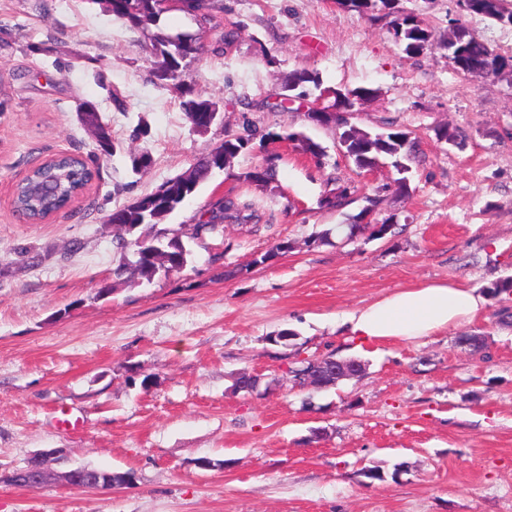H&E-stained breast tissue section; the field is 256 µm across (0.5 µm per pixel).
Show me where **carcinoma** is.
<instances>
[{"instance_id":"obj_1","label":"carcinoma","mask_w":512,"mask_h":512,"mask_svg":"<svg viewBox=\"0 0 512 512\" xmlns=\"http://www.w3.org/2000/svg\"><path fill=\"white\" fill-rule=\"evenodd\" d=\"M396 0H336L339 7L355 11L370 20L390 18L389 24L395 41L404 46L406 54L419 56L432 45L434 31L412 14L401 15L395 11ZM116 20L126 27L141 32L147 38L146 48L151 59V75L157 84L180 99L185 117L204 110L210 101L201 98L193 85L188 67L201 50L200 36L191 31L168 32L162 17L166 10L159 0H105ZM214 0H182L179 10L194 17L198 23L209 20ZM512 9L506 0H471L467 13L493 20L504 18ZM461 46L465 51L467 66L486 72L492 77L512 74V56L495 52L487 44L470 35L464 25H459L444 41V47ZM322 84L319 74L308 70L288 73L276 95H293L301 101L313 95ZM367 87L336 90L332 107L338 115L334 121L335 135L344 136L352 103L372 96ZM256 131L246 127L243 131L224 130V140L199 159L188 171L164 181L154 191L135 198L109 214L116 224L115 236L120 258L113 271L116 279L124 283H151L157 278L168 277L177 266H187L191 250L184 242L206 234L218 233L224 221L250 222L255 217L254 204L237 197H223L207 211L208 218L192 225L191 233L165 226L168 217L182 207L212 171L230 167L234 158L246 150L254 140ZM355 159L369 163L390 157L402 160L416 152L417 142L404 131H391V136L379 141L370 134L351 143ZM278 160L276 155L240 173L238 179L255 185L270 186L277 182ZM94 177V171L82 159L61 154L34 167L16 188L14 207L34 223L68 208L83 192ZM340 190L337 200L322 199V205L338 210L348 203L355 192L349 183L335 182ZM492 297L512 294V276L499 278L486 287Z\"/></svg>"}]
</instances>
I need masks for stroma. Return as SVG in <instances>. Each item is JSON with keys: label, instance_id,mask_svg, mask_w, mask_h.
I'll use <instances>...</instances> for the list:
<instances>
[{"label": "stroma", "instance_id": "1", "mask_svg": "<svg viewBox=\"0 0 512 512\" xmlns=\"http://www.w3.org/2000/svg\"><path fill=\"white\" fill-rule=\"evenodd\" d=\"M398 3L437 33L460 20L512 55V26L460 15L454 0ZM221 4L190 74L224 120L199 132L154 83L142 35L101 0H0V512H512V295L413 342L368 343L336 325L401 288L482 289L512 275V76L458 73L436 47L407 56L386 21L335 0ZM302 69L327 89H376L353 123L418 143L410 195L379 205L377 219H396L384 238L349 240L343 227L397 173L358 171L333 129L277 106L283 76ZM83 102L110 125L114 155H100L78 122ZM142 116L150 134L135 142ZM245 122L259 139L168 225L195 223L238 186L259 221L191 241L181 273L114 282L112 209L190 169ZM440 127L466 132V143L439 141ZM288 131L320 142L322 162L283 140ZM134 150L152 157L138 174ZM60 153L83 155L96 179L68 210L20 219L14 185ZM270 153L277 187L240 186L238 173ZM330 177L356 187L338 212L319 205ZM283 239L287 254L255 264ZM284 329L295 334L285 345L274 340ZM469 334L483 336L481 352L459 344ZM331 353L361 360L364 374L294 387L290 369ZM241 372L260 376L257 391L235 390ZM61 409L79 427L60 428ZM51 449L54 470L89 464L133 480L98 491L9 482ZM372 467L381 479L365 476Z\"/></svg>", "mask_w": 512, "mask_h": 512}]
</instances>
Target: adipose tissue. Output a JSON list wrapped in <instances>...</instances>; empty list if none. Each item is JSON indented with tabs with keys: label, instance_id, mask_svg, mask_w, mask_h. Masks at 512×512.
Segmentation results:
<instances>
[{
	"label": "adipose tissue",
	"instance_id": "1",
	"mask_svg": "<svg viewBox=\"0 0 512 512\" xmlns=\"http://www.w3.org/2000/svg\"><path fill=\"white\" fill-rule=\"evenodd\" d=\"M486 303L477 289L443 281L402 288L346 315L365 341H413L472 322Z\"/></svg>",
	"mask_w": 512,
	"mask_h": 512
}]
</instances>
